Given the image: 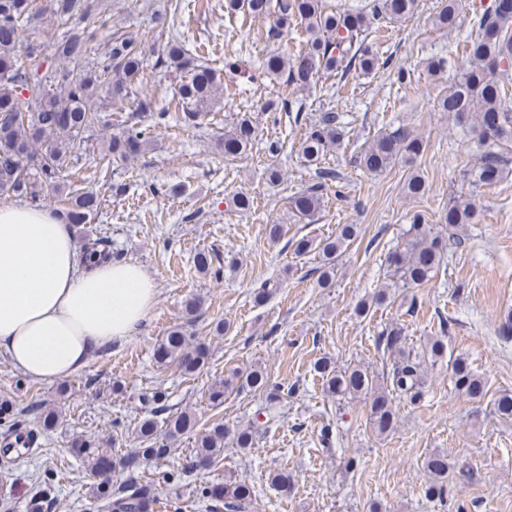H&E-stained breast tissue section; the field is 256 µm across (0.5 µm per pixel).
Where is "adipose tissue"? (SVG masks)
I'll return each mask as SVG.
<instances>
[{"instance_id":"obj_1","label":"adipose tissue","mask_w":512,"mask_h":512,"mask_svg":"<svg viewBox=\"0 0 512 512\" xmlns=\"http://www.w3.org/2000/svg\"><path fill=\"white\" fill-rule=\"evenodd\" d=\"M155 300L141 266L83 268L68 224L40 208L0 207V353L28 378L75 376L95 351L137 332Z\"/></svg>"}]
</instances>
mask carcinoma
<instances>
[{"instance_id": "carcinoma-1", "label": "carcinoma", "mask_w": 512, "mask_h": 512, "mask_svg": "<svg viewBox=\"0 0 512 512\" xmlns=\"http://www.w3.org/2000/svg\"><path fill=\"white\" fill-rule=\"evenodd\" d=\"M417 4L418 0H365L359 8L340 9L329 0H225L227 11L244 17L278 14V25L268 32L273 38L280 37L284 27L298 19L304 23L307 39L298 56L272 54L262 63L264 74L270 77L287 73L286 90L280 93V101L269 100L265 108L271 110L282 105L298 115L306 110V103L292 98L293 92L288 87L300 89L324 71L338 73L342 82L353 70L368 72L381 64L387 65V61L380 60L376 45L369 41V29L387 20H405L415 12ZM107 7V0H49L50 12L67 30L54 48L55 56L64 60L63 65L45 69L41 50L32 46L22 55L17 53L23 27L33 16L34 0H0V196L35 200L43 187L59 186L60 174L72 163L81 142L104 127L103 107L96 105L103 91L109 102L120 98L129 102L126 126L121 133L109 135V156L127 160L140 155L151 141L152 129L165 121L167 113L153 111L150 101L131 92L144 65L143 50L136 40L114 38L105 47L99 43L97 21ZM460 9L461 0H444L434 17V25L451 29ZM476 25L477 36L468 43L461 58H432L427 68L434 73L448 71L451 83L448 93L438 99L437 108L451 114L458 123L471 126L481 147L479 162L470 170L471 182L490 185L498 182L504 173L501 149L512 144V94L497 78L501 69L512 65V5L496 0L494 8L477 18ZM162 63L179 74L174 110L181 112L185 125H202L220 84L216 71L188 50L178 35L162 51ZM25 91L29 96L23 95ZM255 132L251 116L245 113L238 116L219 143L224 158L234 160L245 154ZM344 135L342 113L333 110L322 113L304 134L300 144L302 158L310 166L320 164L330 148L341 144ZM420 152V140L406 128L398 127L378 134L360 152L358 163L370 173H379L400 159L412 161ZM318 176L321 181L294 199V209L302 218L310 219L320 211L326 190L324 180L335 179L325 168L318 169ZM99 208L96 193L72 190L66 193L62 218L73 227L90 224ZM475 216L471 203L455 202L440 217V223L448 225L446 238L432 225L414 220L412 237L403 249L387 257L397 280L412 288L429 282L449 245L460 241L454 236L455 228L472 223ZM357 237V225L339 224L334 235L319 241L297 239L294 254L298 257L318 254L319 287L330 288L335 283L338 258ZM109 258L103 240L87 239L80 249L79 264L84 266L95 259ZM388 299V293L380 290L371 300L358 303L356 313L364 316ZM404 343L403 328L397 325L383 330L379 336V344L397 355L392 371L382 380L357 365L339 369L328 357L315 364L327 395L338 399L362 398L368 402L367 423L379 436L395 428L394 397L417 401L422 396L420 362L405 349ZM446 351L444 340L435 336L421 351V357L448 358V371L457 390L473 399L483 396L482 377L465 358L448 357ZM155 354L160 364H174L187 376L199 374L209 360L208 349L193 344L185 323H176L167 330L156 344ZM234 391L262 393L271 401L279 398L280 387L270 381L260 366L236 369L211 384L208 400L219 407ZM197 427L196 414L187 409L173 412L161 422L146 417L136 431L139 447L123 455L113 441L73 436L71 451L87 463L96 478L88 491L94 506L102 512H148V505L155 501L152 486H115L112 470H134L166 457L170 440ZM257 433L258 428L252 424L233 430L224 424L213 425L197 434L188 468L214 464L224 455V442L228 439L238 448L252 447ZM423 466L430 476L426 495L444 499L448 457L433 453ZM252 494L249 485L233 480L203 490L212 512H247Z\"/></svg>"}]
</instances>
